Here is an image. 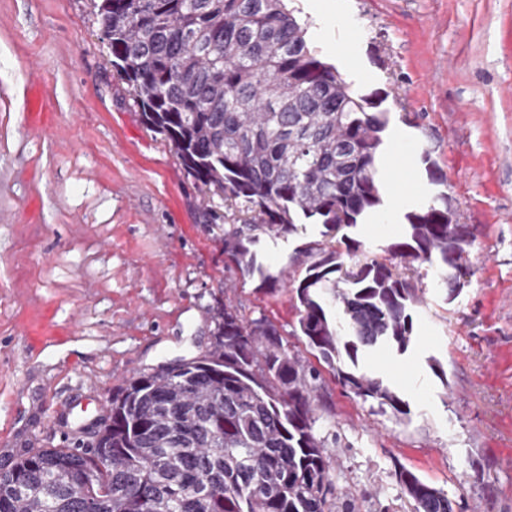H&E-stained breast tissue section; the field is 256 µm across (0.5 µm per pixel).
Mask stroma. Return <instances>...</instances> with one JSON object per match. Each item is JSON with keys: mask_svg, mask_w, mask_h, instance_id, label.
<instances>
[{"mask_svg": "<svg viewBox=\"0 0 512 512\" xmlns=\"http://www.w3.org/2000/svg\"><path fill=\"white\" fill-rule=\"evenodd\" d=\"M325 2L321 15L310 0L289 6L319 54L387 112V195L413 207L448 194L474 227L458 297L417 280L425 302L407 351L359 356L409 415L324 377L340 500L411 512L402 465L454 512H512V0H348L342 17ZM34 95L37 122L25 112ZM240 219L144 124L92 0H0V462L62 445L141 373L205 355L216 296L307 355L292 284L322 227L262 240L259 259L282 281L267 293L224 255L222 227ZM403 221L385 208L348 234L379 257Z\"/></svg>", "mask_w": 512, "mask_h": 512, "instance_id": "obj_1", "label": "stroma"}]
</instances>
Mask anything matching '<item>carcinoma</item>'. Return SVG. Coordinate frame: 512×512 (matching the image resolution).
<instances>
[{
    "mask_svg": "<svg viewBox=\"0 0 512 512\" xmlns=\"http://www.w3.org/2000/svg\"><path fill=\"white\" fill-rule=\"evenodd\" d=\"M112 66L132 88L147 124L171 142L189 175L251 217L224 225V254L272 277L261 238L324 227L322 257L294 285L298 325L340 385L397 417L408 403L344 359L414 338L424 302L415 264L436 268L447 295L469 275L473 233L448 223V195L404 215L385 252L400 272L344 228L383 205L387 113L358 94L310 47L288 0H96ZM204 356L144 373L112 396L98 446L29 448L0 472V512H333L339 499L316 401L321 371L290 349L265 317L246 322L231 305L208 309ZM412 512H453L438 488L399 465Z\"/></svg>",
    "mask_w": 512,
    "mask_h": 512,
    "instance_id": "1",
    "label": "carcinoma"
}]
</instances>
